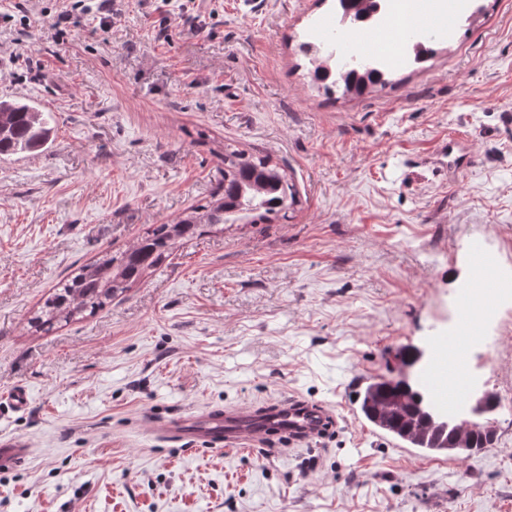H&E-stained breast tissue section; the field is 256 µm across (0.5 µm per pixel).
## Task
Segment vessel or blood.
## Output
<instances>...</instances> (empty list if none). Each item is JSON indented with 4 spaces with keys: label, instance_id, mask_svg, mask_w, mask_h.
<instances>
[{
    "label": "vessel or blood",
    "instance_id": "1",
    "mask_svg": "<svg viewBox=\"0 0 512 512\" xmlns=\"http://www.w3.org/2000/svg\"><path fill=\"white\" fill-rule=\"evenodd\" d=\"M448 154V171L457 173L469 167L471 159L466 156L462 142L449 138L444 146ZM472 274L465 285L474 297H489L496 287L497 260L480 244L470 248ZM447 371L445 362L432 364L424 381L430 388L438 405L452 407L464 404V390L451 391L442 386L439 379ZM342 421L326 404L298 397L273 401L267 406L207 408L171 420L153 421L151 432L166 442L198 441L210 448H247L261 444L267 437L278 436L288 445L296 448L326 433L341 428ZM31 453L26 443L20 440H0V467L18 465Z\"/></svg>",
    "mask_w": 512,
    "mask_h": 512
}]
</instances>
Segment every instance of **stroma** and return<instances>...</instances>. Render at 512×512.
<instances>
[{"instance_id":"obj_1","label":"stroma","mask_w":512,"mask_h":512,"mask_svg":"<svg viewBox=\"0 0 512 512\" xmlns=\"http://www.w3.org/2000/svg\"><path fill=\"white\" fill-rule=\"evenodd\" d=\"M117 7L59 41L0 23V97L55 117L47 149L0 160V438L32 449L0 469V512H512V328L467 353L498 402L492 448L425 457L352 411L399 349L434 360L471 240L512 275V0L359 97L326 96L296 50L332 29V0H205L171 22L153 0ZM452 133L473 157L455 178ZM227 139L286 168L288 220L200 236L95 315L30 330L68 273L204 201ZM291 394L345 430L249 451L150 433Z\"/></svg>"}]
</instances>
